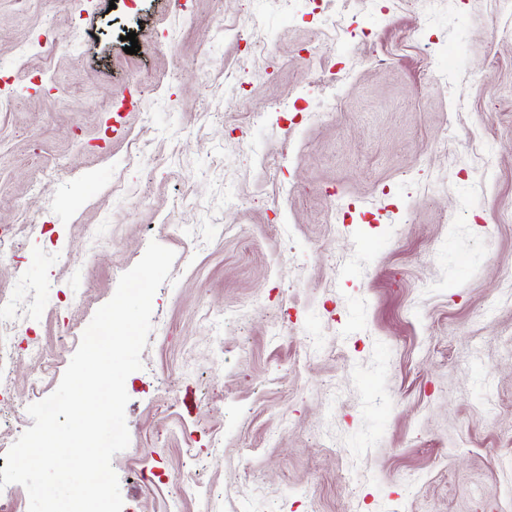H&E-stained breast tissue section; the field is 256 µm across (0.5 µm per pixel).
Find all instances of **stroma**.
I'll return each mask as SVG.
<instances>
[{
    "mask_svg": "<svg viewBox=\"0 0 512 512\" xmlns=\"http://www.w3.org/2000/svg\"><path fill=\"white\" fill-rule=\"evenodd\" d=\"M1 93L0 320L56 353L43 394L148 243L176 252L122 512H512L511 12L0 0Z\"/></svg>",
    "mask_w": 512,
    "mask_h": 512,
    "instance_id": "stroma-1",
    "label": "stroma"
}]
</instances>
